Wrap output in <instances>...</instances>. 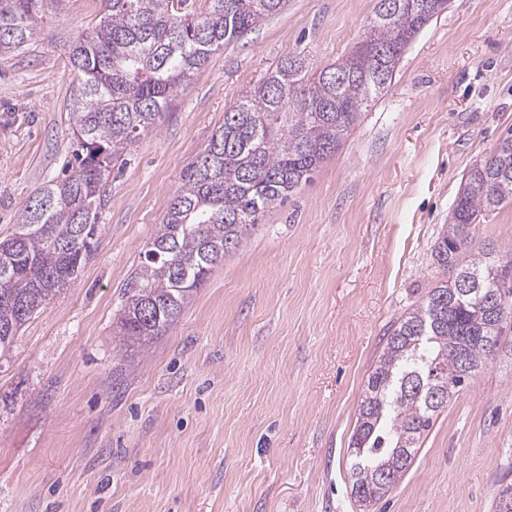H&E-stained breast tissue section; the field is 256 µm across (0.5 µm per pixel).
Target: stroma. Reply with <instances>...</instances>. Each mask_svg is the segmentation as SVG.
I'll list each match as a JSON object with an SVG mask.
<instances>
[{"mask_svg":"<svg viewBox=\"0 0 512 512\" xmlns=\"http://www.w3.org/2000/svg\"><path fill=\"white\" fill-rule=\"evenodd\" d=\"M376 0H285L211 55L117 163L94 255L0 357V512H362L350 440L391 324L434 283L463 176L512 136V0H450L386 94L146 346L122 286L224 111L290 55L320 68ZM102 0H46L0 53V238L66 170L79 83L63 49ZM475 238L512 246V204ZM371 512H494L512 493V331Z\"/></svg>","mask_w":512,"mask_h":512,"instance_id":"obj_1","label":"stroma"}]
</instances>
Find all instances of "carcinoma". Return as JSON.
Masks as SVG:
<instances>
[{
  "instance_id": "obj_1",
  "label": "carcinoma",
  "mask_w": 512,
  "mask_h": 512,
  "mask_svg": "<svg viewBox=\"0 0 512 512\" xmlns=\"http://www.w3.org/2000/svg\"><path fill=\"white\" fill-rule=\"evenodd\" d=\"M104 0L89 33L66 42L80 80L70 174L40 189L0 239V355L24 324L77 277L92 256L112 164L157 128L171 98L211 54L277 13L283 0ZM400 0L398 18L340 62L309 72L292 56L224 111V124L187 169L144 261L123 289L120 327L131 344L165 335L193 290L265 214L284 203L395 79L411 42L442 0ZM43 0H0V52L38 34ZM512 202V138L467 172L450 224L432 251L441 279L395 321L368 373L351 440V494L382 500L413 464L439 414L480 374L456 373L452 352L496 353L512 322V247L474 239L481 216ZM460 281L468 288L450 295Z\"/></svg>"
}]
</instances>
